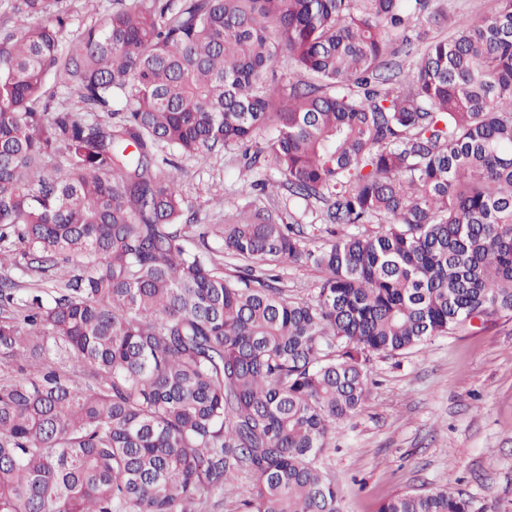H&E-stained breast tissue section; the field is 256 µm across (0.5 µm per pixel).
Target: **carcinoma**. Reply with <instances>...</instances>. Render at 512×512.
<instances>
[{
    "instance_id": "carcinoma-1",
    "label": "carcinoma",
    "mask_w": 512,
    "mask_h": 512,
    "mask_svg": "<svg viewBox=\"0 0 512 512\" xmlns=\"http://www.w3.org/2000/svg\"><path fill=\"white\" fill-rule=\"evenodd\" d=\"M496 2L470 20L432 0H116L65 42L51 0H19L0 27V275L37 279L0 281V512H198L237 474L235 512H340L315 459L367 399L368 356L512 319ZM284 54L305 82L269 81ZM57 87L79 104L51 110ZM263 129L248 167L264 154L279 178L240 192L284 189L331 239L257 210L186 246L175 158ZM282 263L321 273L309 297ZM378 512L474 502L403 491Z\"/></svg>"
}]
</instances>
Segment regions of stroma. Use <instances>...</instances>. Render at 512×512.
I'll return each instance as SVG.
<instances>
[{
	"mask_svg": "<svg viewBox=\"0 0 512 512\" xmlns=\"http://www.w3.org/2000/svg\"><path fill=\"white\" fill-rule=\"evenodd\" d=\"M115 0H58L65 37L111 11ZM181 190L198 224H231L251 209L238 193L272 164L245 168L233 150L180 159ZM369 395L340 425L321 468L341 491L342 512H377L403 490L460 489L476 507L512 512V320L434 338L364 365Z\"/></svg>",
	"mask_w": 512,
	"mask_h": 512,
	"instance_id": "1",
	"label": "stroma"
}]
</instances>
